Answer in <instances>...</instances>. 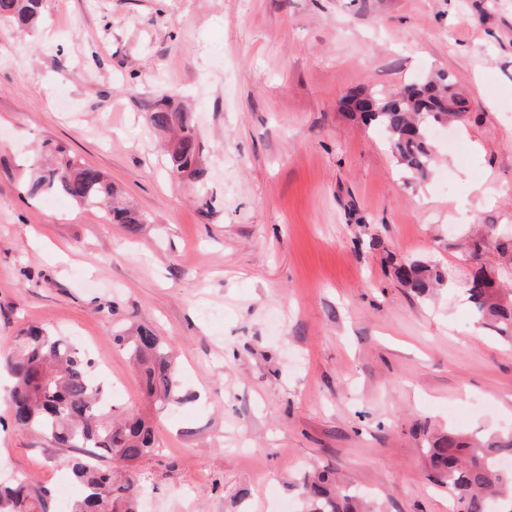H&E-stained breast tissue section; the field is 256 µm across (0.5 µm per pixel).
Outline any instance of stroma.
<instances>
[{"label": "stroma", "mask_w": 512, "mask_h": 512, "mask_svg": "<svg viewBox=\"0 0 512 512\" xmlns=\"http://www.w3.org/2000/svg\"><path fill=\"white\" fill-rule=\"evenodd\" d=\"M439 71L469 108L421 178L343 100ZM164 95L193 114L199 178L169 175L148 119ZM46 140L146 224L28 198ZM0 157V352L51 327L92 354L115 411L151 420L142 512H282L313 467L378 512H455L419 422L512 429V345L459 289L417 299L388 263L455 275L469 227L512 225V0H43L36 29L0 22ZM137 325L198 401L149 404L112 341ZM61 454L0 399V478L55 487Z\"/></svg>", "instance_id": "stroma-1"}]
</instances>
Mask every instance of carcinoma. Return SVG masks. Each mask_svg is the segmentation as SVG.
Masks as SVG:
<instances>
[{"label":"carcinoma","mask_w":512,"mask_h":512,"mask_svg":"<svg viewBox=\"0 0 512 512\" xmlns=\"http://www.w3.org/2000/svg\"><path fill=\"white\" fill-rule=\"evenodd\" d=\"M42 0H0V21L20 29L31 27L41 13ZM450 76L442 74L418 83L409 96H370L355 104L366 125H376L389 135L397 163L420 177L435 161L429 127L464 118L465 102L450 91ZM149 119L160 131H172V173L200 172V145L190 113L175 107L171 98L156 100ZM35 157L26 180L31 197L66 196L79 205H106V217L131 233L144 220L117 201V190L103 172L66 154L57 144L46 143ZM496 257L493 271L501 287H493L486 268L467 271L457 281L420 259L407 258L394 265L398 281L425 300L448 286L461 289L471 303L475 323L498 339L512 343V231L496 236L473 232L465 242L463 261L486 253ZM113 342L128 352L132 368L141 378L145 394L158 409L183 405L193 399L182 385L175 357L153 330L139 326L118 334ZM90 354L44 325H31L15 336L13 349L0 354V371L11 381L8 396L13 425L43 435L55 448L69 454L57 458L81 488L66 510L46 486L24 478L0 482V512H139L141 474L135 464L157 450L152 426L141 416L113 415L110 395L93 371ZM423 454L436 483L448 488L457 512H491V500L500 499L497 512H512V472L498 459L512 457V433L483 440L466 438L453 430L427 439ZM302 512H374L366 497L338 484L324 470L303 473L296 483Z\"/></svg>","instance_id":"carcinoma-1"}]
</instances>
